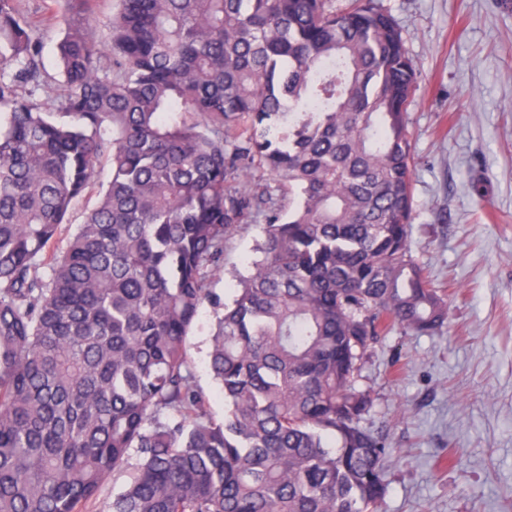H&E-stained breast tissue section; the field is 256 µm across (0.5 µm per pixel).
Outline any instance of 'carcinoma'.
Returning a JSON list of instances; mask_svg holds the SVG:
<instances>
[{"label": "carcinoma", "mask_w": 512, "mask_h": 512, "mask_svg": "<svg viewBox=\"0 0 512 512\" xmlns=\"http://www.w3.org/2000/svg\"><path fill=\"white\" fill-rule=\"evenodd\" d=\"M72 2L48 112L39 21L0 0V512H87L133 451L110 512H381L361 361L391 326L448 319L411 252L418 74L393 18L119 0L101 46ZM259 220L221 304L210 281ZM207 302L222 423L189 355ZM110 179V168L107 164L103 163L97 169L96 173V186L93 192L83 197L75 202L72 207V210L69 215V224H66V228L62 231V233L58 236L55 242V250L57 252L63 251L66 247L67 241L70 237V234L77 228V225L81 224L84 216V212L87 208H89L94 200L96 191L98 190L99 185L106 184Z\"/></svg>", "instance_id": "obj_1"}]
</instances>
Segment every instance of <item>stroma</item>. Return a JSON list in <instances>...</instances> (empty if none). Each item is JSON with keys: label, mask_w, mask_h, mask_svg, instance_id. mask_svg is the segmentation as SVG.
I'll return each mask as SVG.
<instances>
[{"label": "stroma", "mask_w": 512, "mask_h": 512, "mask_svg": "<svg viewBox=\"0 0 512 512\" xmlns=\"http://www.w3.org/2000/svg\"><path fill=\"white\" fill-rule=\"evenodd\" d=\"M379 3L418 72L412 255L449 306L440 331L393 328L362 365V424L391 450L383 512H512V0ZM261 239L257 224L234 235L214 296L247 274ZM214 328L203 305L189 353L220 422Z\"/></svg>", "instance_id": "35a3bbf8"}]
</instances>
